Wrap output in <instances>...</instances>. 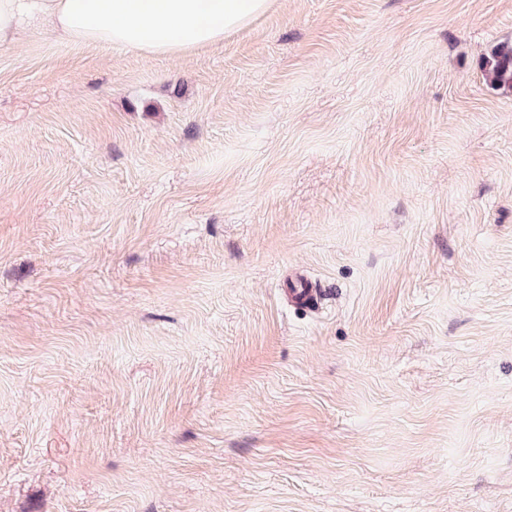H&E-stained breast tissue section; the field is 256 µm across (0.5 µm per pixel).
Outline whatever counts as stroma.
Instances as JSON below:
<instances>
[{
	"mask_svg": "<svg viewBox=\"0 0 512 512\" xmlns=\"http://www.w3.org/2000/svg\"><path fill=\"white\" fill-rule=\"evenodd\" d=\"M504 42L512 0H272L0 44V512H512ZM482 76L494 88L512 89V43L498 45L481 64Z\"/></svg>",
	"mask_w": 512,
	"mask_h": 512,
	"instance_id": "35a3bbf8",
	"label": "stroma"
}]
</instances>
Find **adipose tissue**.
Returning <instances> with one entry per match:
<instances>
[{
    "label": "adipose tissue",
    "mask_w": 512,
    "mask_h": 512,
    "mask_svg": "<svg viewBox=\"0 0 512 512\" xmlns=\"http://www.w3.org/2000/svg\"><path fill=\"white\" fill-rule=\"evenodd\" d=\"M270 0H0V44L42 34L149 55H182L223 41Z\"/></svg>",
    "instance_id": "obj_1"
}]
</instances>
